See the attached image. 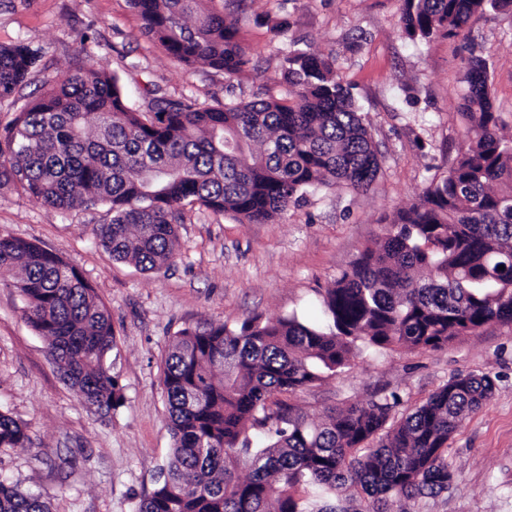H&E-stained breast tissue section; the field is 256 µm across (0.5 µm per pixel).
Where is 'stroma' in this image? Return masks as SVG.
I'll return each instance as SVG.
<instances>
[{
  "label": "stroma",
  "mask_w": 512,
  "mask_h": 512,
  "mask_svg": "<svg viewBox=\"0 0 512 512\" xmlns=\"http://www.w3.org/2000/svg\"><path fill=\"white\" fill-rule=\"evenodd\" d=\"M248 48L246 71L230 77L186 66L142 33L129 0H0V45L19 41L41 58L14 97L0 101V128L58 74L76 65L116 74L134 107L152 84L168 96L213 105L283 93L290 43L332 56L381 153L369 190L322 189L265 224L188 206L181 255L144 272L97 242L105 208L60 212L0 187V236L62 256L96 289L112 315L109 355L122 401L107 416L86 409L24 316L14 274L0 273V411L28 426L26 447L0 448V479L47 495L52 512H134L156 486L173 440L161 382L179 331L246 318L296 314L324 323L323 296L341 271L445 174L462 140L461 90L470 55L482 56L500 120L512 130V14L487 12L466 37L429 44L399 29L403 0H215ZM458 373L496 379L489 401L448 442L453 487L409 502V512H512V333L492 326L438 350H361L337 376L288 395L313 420L334 408L396 394L413 409Z\"/></svg>",
  "instance_id": "stroma-1"
}]
</instances>
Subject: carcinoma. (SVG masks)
<instances>
[{"label":"carcinoma","instance_id":"1","mask_svg":"<svg viewBox=\"0 0 512 512\" xmlns=\"http://www.w3.org/2000/svg\"><path fill=\"white\" fill-rule=\"evenodd\" d=\"M209 2L130 5L143 34L179 62L238 75L248 52ZM490 10L512 11V0H404L399 27L412 41L452 39ZM38 61L24 42L0 45V100ZM465 68L463 146L327 289V327L292 314L175 337L162 371L173 451L135 512H348L326 501L343 492L359 502L354 512H406V502L451 488L448 441L492 397V376L453 375L405 413L380 395L321 421L281 396L335 376L362 347L439 350L486 327L512 330V131L500 125L486 61L471 56ZM282 75L281 97L203 105L160 96L141 111L118 76L63 72L0 131V186L61 211L107 207L102 246L145 271L180 256L187 205L265 223L309 190L368 188L381 155L334 61L290 49ZM14 269L24 315L64 380L84 406L109 414L120 402L109 309L58 254L0 237V270ZM256 426L262 448L251 447ZM29 442L26 425L0 412V447ZM0 512L51 504L0 480Z\"/></svg>","mask_w":512,"mask_h":512}]
</instances>
